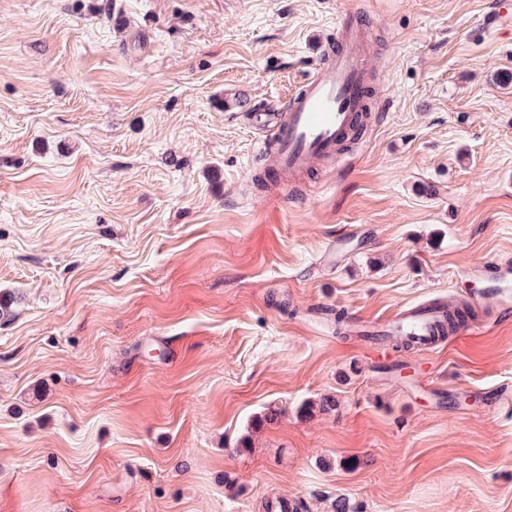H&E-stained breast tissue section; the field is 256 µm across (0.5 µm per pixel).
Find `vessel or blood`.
I'll list each match as a JSON object with an SVG mask.
<instances>
[{
	"instance_id": "1",
	"label": "vessel or blood",
	"mask_w": 512,
	"mask_h": 512,
	"mask_svg": "<svg viewBox=\"0 0 512 512\" xmlns=\"http://www.w3.org/2000/svg\"><path fill=\"white\" fill-rule=\"evenodd\" d=\"M512 16V0H494L483 18L485 31H497ZM364 31L358 20L345 17L336 23V43L324 52L315 74L292 93L284 110L267 109L251 115L263 135L262 148L277 176L307 170L315 161L335 157L361 122L369 77L362 64ZM496 292L474 296L476 306L512 308V277L497 271ZM436 306L415 307L393 317L392 330L434 343L442 315Z\"/></svg>"
}]
</instances>
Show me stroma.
I'll use <instances>...</instances> for the list:
<instances>
[{
  "label": "stroma",
  "instance_id": "stroma-1",
  "mask_svg": "<svg viewBox=\"0 0 512 512\" xmlns=\"http://www.w3.org/2000/svg\"><path fill=\"white\" fill-rule=\"evenodd\" d=\"M490 2L0 0V512H512V315L436 351L333 323L512 265ZM347 15L380 121L347 171L253 182L248 113Z\"/></svg>",
  "mask_w": 512,
  "mask_h": 512
}]
</instances>
